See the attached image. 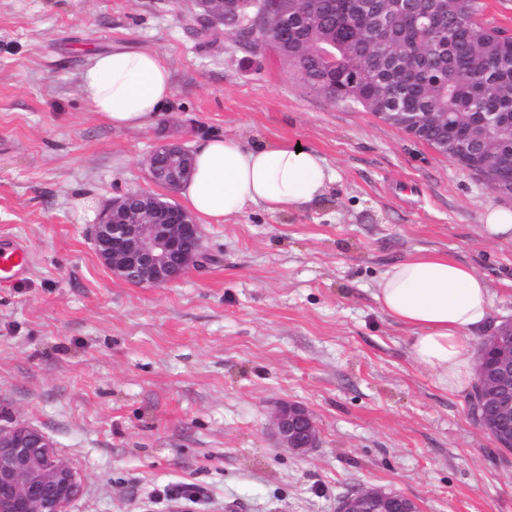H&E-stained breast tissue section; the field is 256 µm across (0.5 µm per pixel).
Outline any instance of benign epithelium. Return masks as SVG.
I'll list each match as a JSON object with an SVG mask.
<instances>
[{"label":"benign epithelium","mask_w":512,"mask_h":512,"mask_svg":"<svg viewBox=\"0 0 512 512\" xmlns=\"http://www.w3.org/2000/svg\"><path fill=\"white\" fill-rule=\"evenodd\" d=\"M213 23L224 16V0H196ZM149 176L176 192L191 171L190 149L180 141L159 145L146 159ZM95 251L114 275L141 286L177 280L205 255L204 232L180 204L127 192L99 212L93 227ZM493 344V386L486 394L490 436L512 424V324L489 336ZM280 447L304 457L319 445V430L309 411L296 403L277 407L273 416ZM80 492L73 469L56 453L50 438L31 426L0 428V512H69ZM398 491L354 489L341 497L338 512H414Z\"/></svg>","instance_id":"benign-epithelium-1"}]
</instances>
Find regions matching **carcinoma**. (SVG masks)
I'll use <instances>...</instances> for the list:
<instances>
[{
  "label": "carcinoma",
  "instance_id": "cac0c4a2",
  "mask_svg": "<svg viewBox=\"0 0 512 512\" xmlns=\"http://www.w3.org/2000/svg\"><path fill=\"white\" fill-rule=\"evenodd\" d=\"M238 0L222 26L278 55L338 103L405 112L416 139L512 197V36L478 18L477 0ZM394 15L387 30L382 15Z\"/></svg>",
  "mask_w": 512,
  "mask_h": 512
}]
</instances>
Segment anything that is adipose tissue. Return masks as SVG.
<instances>
[{"mask_svg": "<svg viewBox=\"0 0 512 512\" xmlns=\"http://www.w3.org/2000/svg\"><path fill=\"white\" fill-rule=\"evenodd\" d=\"M79 95L115 129L141 130L166 111L174 92L165 57L152 50L115 48L93 55L80 74ZM194 170L181 194L206 224L223 223L247 204L277 213L323 194L331 180L313 149L282 144L248 149L233 138L196 143ZM375 298L393 322L412 329L410 352L442 390L461 393L473 381L474 330L484 324L492 296L484 277L447 252L421 250L392 266Z\"/></svg>", "mask_w": 512, "mask_h": 512, "instance_id": "ef3b65f1", "label": "adipose tissue"}]
</instances>
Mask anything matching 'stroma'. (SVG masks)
<instances>
[{"label": "stroma", "instance_id": "stroma-1", "mask_svg": "<svg viewBox=\"0 0 512 512\" xmlns=\"http://www.w3.org/2000/svg\"><path fill=\"white\" fill-rule=\"evenodd\" d=\"M194 0H0V426L45 433L75 472L71 512H336L357 487L421 512H512V455L436 386L374 292L421 249L476 268L488 336L512 318V209L469 170L357 106L332 103L272 48L201 29ZM163 54L170 109L140 131L105 125L79 77L114 47ZM317 150L332 180L296 211L247 205L204 227L207 258L142 287L112 275L80 206L166 196L145 157L164 140ZM308 408L320 446L278 447L277 403ZM487 230L492 234L506 235L512 231V211L492 209L485 218ZM27 252L23 248H13L0 252V284L16 280L26 269Z\"/></svg>", "mask_w": 512, "mask_h": 512}]
</instances>
